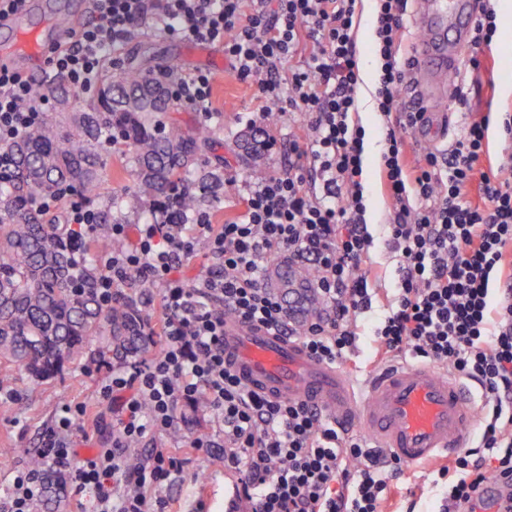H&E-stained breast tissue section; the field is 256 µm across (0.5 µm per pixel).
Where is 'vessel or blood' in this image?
I'll return each mask as SVG.
<instances>
[{
  "instance_id": "vessel-or-blood-1",
  "label": "vessel or blood",
  "mask_w": 512,
  "mask_h": 512,
  "mask_svg": "<svg viewBox=\"0 0 512 512\" xmlns=\"http://www.w3.org/2000/svg\"><path fill=\"white\" fill-rule=\"evenodd\" d=\"M83 12L53 15L44 31L25 33L18 44L0 45V68L40 60L45 46L77 27ZM475 21L471 0H422L418 24L424 37L414 47L422 83L414 96L424 110L422 130L443 138L448 115L431 78L446 79ZM224 356L248 390L272 399L308 405L339 424L362 431L401 465L416 469L447 460L465 448L475 430L478 408L466 382L428 363L401 360L368 372L360 383L336 366L311 357L294 336L226 316ZM226 512H251L235 473Z\"/></svg>"
}]
</instances>
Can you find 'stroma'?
<instances>
[{
	"instance_id": "stroma-1",
	"label": "stroma",
	"mask_w": 512,
	"mask_h": 512,
	"mask_svg": "<svg viewBox=\"0 0 512 512\" xmlns=\"http://www.w3.org/2000/svg\"><path fill=\"white\" fill-rule=\"evenodd\" d=\"M501 37L486 49L487 59L499 61L501 76L496 87H489L492 80L488 71L474 72L466 66L468 50H461L456 60V92L467 97L468 112L450 106L448 136L441 141V148H450L459 137L469 118L486 112L512 108V25L501 26ZM153 58L155 64L168 66L177 73L196 70L210 72L214 78L212 111L206 120L208 127L220 132L222 139L213 153L199 158L189 182L197 190L213 173H223L225 179L244 181L247 164L239 154L235 141L245 128V117L254 111V90L239 83L230 74L220 45L208 46L206 53L189 49L187 43L165 40L142 29L125 43L118 56L122 70H129L143 57ZM105 370L85 372L75 367L45 382H34L25 373H17L10 387L15 393L13 402L0 405V448L10 449L9 457L0 458V488L7 483L8 472L13 467L28 465L40 446L43 431L54 423L60 407L71 401L98 404L103 420L98 447H108L112 440V426L117 419V408L97 401V386L105 377ZM204 492L212 512H224V465L217 460H190L180 478L168 489L177 504H185L196 492Z\"/></svg>"
}]
</instances>
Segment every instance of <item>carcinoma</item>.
Listing matches in <instances>:
<instances>
[{
	"label": "carcinoma",
	"mask_w": 512,
	"mask_h": 512,
	"mask_svg": "<svg viewBox=\"0 0 512 512\" xmlns=\"http://www.w3.org/2000/svg\"><path fill=\"white\" fill-rule=\"evenodd\" d=\"M158 82L149 64L132 68L120 81L106 72L93 111L46 117L7 146L12 166L0 190V384L12 380L16 369L41 381L87 356L124 364L148 351L144 284L131 279L126 296L110 307L96 294L103 270L90 254L121 250L124 243L112 240L105 221L85 234L66 223L61 211L37 209L36 200L67 189L98 199L112 148L118 147L132 161L136 186L107 205L136 209L145 198L176 193L181 210L196 213L199 198L180 187L181 174L212 150V142L200 126L170 118V107L147 106L145 91ZM237 147L252 159L250 176H261L251 133L239 135ZM268 280L286 301L288 289L308 278L289 280L283 263Z\"/></svg>",
	"instance_id": "1"
}]
</instances>
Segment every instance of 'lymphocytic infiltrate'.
Instances as JSON below:
<instances>
[{
    "label": "lymphocytic infiltrate",
    "mask_w": 512,
    "mask_h": 512,
    "mask_svg": "<svg viewBox=\"0 0 512 512\" xmlns=\"http://www.w3.org/2000/svg\"><path fill=\"white\" fill-rule=\"evenodd\" d=\"M356 2L91 0V22L49 48L44 89L23 71L0 69V182L11 164L2 145L53 108L56 76L93 92L111 47L147 22L172 39L223 44L232 76L256 89L247 125L283 111L303 120L283 168L246 184L224 223L177 214L170 198L160 223L133 232L111 225L113 239L132 232L136 241L106 258L99 297L107 306L119 302L133 275L161 288L162 348L109 370L101 383V401L122 402L111 447H93L83 402L63 404L43 433L37 455L62 476L73 512H175L167 488L189 457L216 452L237 471L252 512H383L393 497L400 464L303 406L249 393L224 363L225 314L296 332L312 354L336 364L354 355L372 309L381 271L365 220ZM375 2L378 172L391 204L384 235L396 288L373 327V347L379 359L432 363L479 386L476 444L436 468L434 480L443 489L438 512H475L486 481L512 490V159L480 167L489 129L512 140V113H484L448 153L408 159L406 134L423 114L398 95L418 65L398 54L407 0ZM171 86L186 105L210 112V74H179ZM202 244L208 263L192 284L181 269ZM283 261L308 271L321 302L297 327L264 280ZM200 399L216 417L223 448L206 435L192 437L184 454L160 443L180 423L178 406ZM75 433L85 450L74 448ZM148 435L157 445L145 461L131 462L128 442ZM44 493L39 470L12 469L0 512H37Z\"/></svg>",
    "instance_id": "1"
}]
</instances>
